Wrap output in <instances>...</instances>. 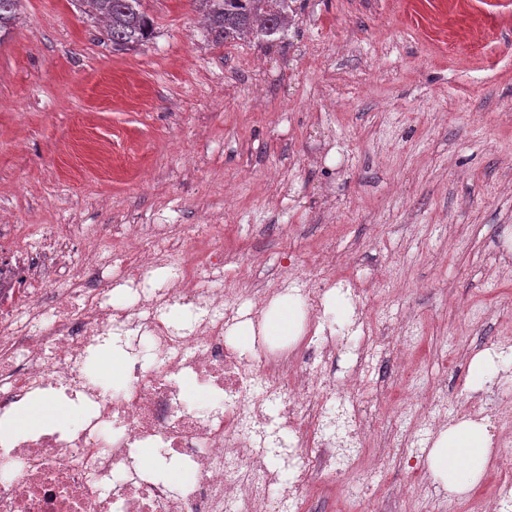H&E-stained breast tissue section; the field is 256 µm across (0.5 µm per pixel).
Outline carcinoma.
<instances>
[{
	"label": "carcinoma",
	"instance_id": "carcinoma-1",
	"mask_svg": "<svg viewBox=\"0 0 512 512\" xmlns=\"http://www.w3.org/2000/svg\"><path fill=\"white\" fill-rule=\"evenodd\" d=\"M77 7L88 6L106 22L112 49H131L149 41L153 20L143 0H71ZM202 11L207 31L217 42L247 35L271 37L285 32L289 0H195ZM20 0H0V41L9 35L17 18Z\"/></svg>",
	"mask_w": 512,
	"mask_h": 512
}]
</instances>
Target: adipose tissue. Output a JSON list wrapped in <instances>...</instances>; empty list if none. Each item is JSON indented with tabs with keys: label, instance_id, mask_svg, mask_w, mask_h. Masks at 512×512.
<instances>
[{
	"label": "adipose tissue",
	"instance_id": "ef3b65f1",
	"mask_svg": "<svg viewBox=\"0 0 512 512\" xmlns=\"http://www.w3.org/2000/svg\"><path fill=\"white\" fill-rule=\"evenodd\" d=\"M490 455L486 428L463 422L440 433L429 452V459L444 489L462 494L479 480Z\"/></svg>",
	"mask_w": 512,
	"mask_h": 512
}]
</instances>
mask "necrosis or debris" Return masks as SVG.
Here are the masks:
<instances>
[{
	"mask_svg": "<svg viewBox=\"0 0 512 512\" xmlns=\"http://www.w3.org/2000/svg\"><path fill=\"white\" fill-rule=\"evenodd\" d=\"M117 261L124 298L102 282ZM223 263L220 224L189 225L177 245L126 225L117 239H91L60 284L0 257L15 274L14 286L0 287V421L36 392L83 411L75 422L60 409L39 432L0 435V512H295L311 475L360 456L369 428L352 395L328 386L330 348L363 349L372 324L358 309L359 288L335 278L326 258L309 273L289 270L274 290L199 287L201 269ZM158 268L157 285L149 273ZM330 292L355 306L348 321L327 313ZM287 293L307 316L300 338L275 343L258 333L254 355L244 353L230 334L239 306L252 302L256 320ZM108 341L126 377L104 387L87 361ZM188 380L206 403L186 393ZM406 382L426 402L397 420L419 444L447 415L424 375ZM493 417L506 450L492 503L512 512V411ZM169 466L179 483L164 476Z\"/></svg>",
	"mask_w": 512,
	"mask_h": 512,
	"instance_id": "obj_1",
	"label": "necrosis or debris"
}]
</instances>
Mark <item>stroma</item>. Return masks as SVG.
<instances>
[{"instance_id": "1", "label": "stroma", "mask_w": 512, "mask_h": 512, "mask_svg": "<svg viewBox=\"0 0 512 512\" xmlns=\"http://www.w3.org/2000/svg\"><path fill=\"white\" fill-rule=\"evenodd\" d=\"M145 45L113 50L70 0H22L0 41V238L52 228L77 260L121 224H220L224 248L262 254L211 273L273 287L319 248L383 310L359 397L378 437L361 466L314 481L311 512H490L486 468L452 495L420 449L413 498L386 407L401 364L427 371L449 415L491 410L512 372L470 360L512 337V0H294L287 31L221 44L192 0H144ZM488 37L460 32L466 18ZM419 328L402 345L400 323Z\"/></svg>"}]
</instances>
